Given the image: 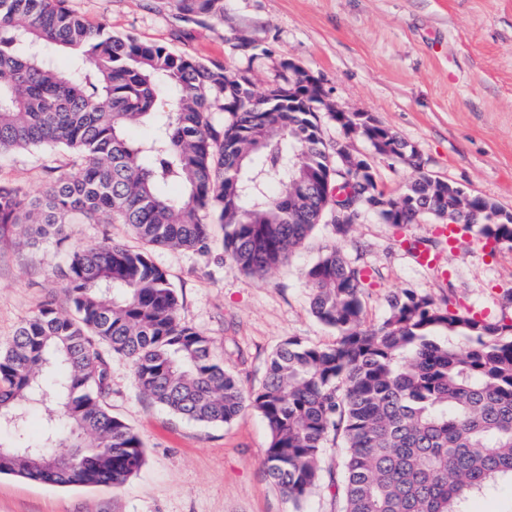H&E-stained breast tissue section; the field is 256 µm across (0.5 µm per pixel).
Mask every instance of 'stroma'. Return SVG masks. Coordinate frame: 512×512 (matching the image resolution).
<instances>
[{
	"instance_id": "1",
	"label": "stroma",
	"mask_w": 512,
	"mask_h": 512,
	"mask_svg": "<svg viewBox=\"0 0 512 512\" xmlns=\"http://www.w3.org/2000/svg\"><path fill=\"white\" fill-rule=\"evenodd\" d=\"M89 23L113 34L169 47L246 75L256 90L316 77L326 110L322 137L343 134L330 109L363 112L419 154L418 165L368 156L379 190L400 196L419 176L457 184L512 211V0H224V17L187 20L175 0H66ZM64 154L0 155V183L36 195L69 169ZM440 219L393 226L363 213L347 235L320 226L288 264L257 277L238 269L221 244L197 253L158 249L154 259L180 298L181 319L212 338L216 356L249 390L286 340L334 345L337 333L309 306L304 270L335 246L369 275L364 315L382 323L390 295L413 290L451 310L512 319V246L461 228L439 253L438 269L419 265L407 238L431 243ZM106 240L134 245L121 224L69 225L64 241L35 246L20 233L0 242V345L38 305L62 288L68 254ZM113 413L143 438L146 461L123 486L61 488L0 475V512H294L266 476L269 432L254 412L228 424H203L142 395L131 363L111 359Z\"/></svg>"
}]
</instances>
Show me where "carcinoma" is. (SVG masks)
Here are the masks:
<instances>
[{
  "mask_svg": "<svg viewBox=\"0 0 512 512\" xmlns=\"http://www.w3.org/2000/svg\"><path fill=\"white\" fill-rule=\"evenodd\" d=\"M186 16L220 19L224 0H177ZM69 55L61 64L60 53ZM321 103L256 91L224 65L89 25L66 0H0V154L55 150L73 166L36 196L0 183V239L59 240L77 219L123 224L140 249L110 242L73 251L60 295L0 347V474L61 487L124 484L145 463L138 433L107 407L109 356L128 359L142 394L174 414L228 424L256 412L270 432L269 479L301 510L324 486L329 444L343 448L336 512H471V497L512 483V324L458 315L428 296H391L385 320L364 321L366 270L332 247L304 271L310 308L336 330L330 347L286 341L262 385L245 389L212 340L184 323L157 248L207 251L215 229L243 272L285 263L351 187V212L387 224L478 212L484 236L512 244L495 202L425 176L397 198L370 164L324 145ZM221 112L220 123L212 113ZM377 154L404 143L373 117L333 112ZM144 126L133 139L128 131ZM42 432L26 434L28 417ZM55 455L63 465L44 470ZM76 458L71 469L64 464Z\"/></svg>",
  "mask_w": 512,
  "mask_h": 512,
  "instance_id": "obj_1",
  "label": "carcinoma"
}]
</instances>
